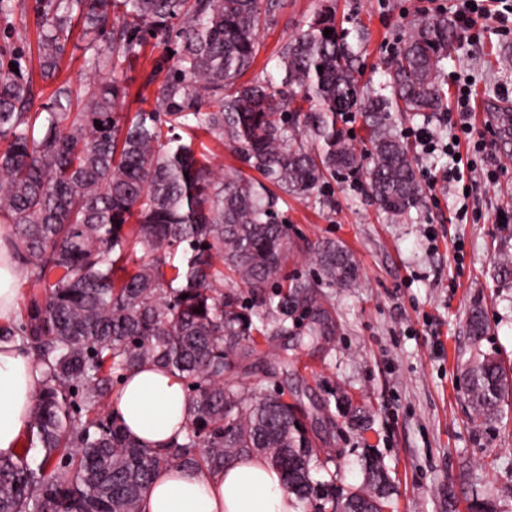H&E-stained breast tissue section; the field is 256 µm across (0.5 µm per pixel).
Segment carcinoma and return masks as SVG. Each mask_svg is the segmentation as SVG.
<instances>
[{
  "label": "carcinoma",
  "mask_w": 512,
  "mask_h": 512,
  "mask_svg": "<svg viewBox=\"0 0 512 512\" xmlns=\"http://www.w3.org/2000/svg\"><path fill=\"white\" fill-rule=\"evenodd\" d=\"M281 8V0H37L45 81L56 80L78 23L95 76L131 64L150 34L174 40L156 107L132 114L112 77L83 88L63 82L38 105L22 54L0 61V223L12 225L10 251L36 288L25 314L0 325V343L18 344L41 372L25 442L0 457V512H138L155 475L220 469L250 452L264 453L288 492L316 512H386L392 483L376 456L363 457L364 486L314 478L321 449L296 426L293 407L228 374L254 337L288 334L300 309L324 314L311 283L284 284L286 196L309 199L330 177L363 175L387 219L410 220L425 206L392 113L441 111L438 76L455 28L444 11L414 20L385 79L365 89L356 73L366 33L338 29L328 4L281 45L279 86L240 82L261 25ZM352 112L364 122L360 150L345 128ZM494 121L512 140V112ZM181 128L231 143L277 191L238 169H214L175 133ZM177 252L181 263L169 264ZM312 256L328 286H356L358 267L343 244L322 241ZM226 270L251 300L224 290ZM467 327L485 335L482 307L471 309ZM145 363L194 386L183 437L166 448L95 415L110 402L113 379ZM465 376L480 417L494 416L512 393L489 354L472 359Z\"/></svg>",
  "instance_id": "cac0c4a2"
}]
</instances>
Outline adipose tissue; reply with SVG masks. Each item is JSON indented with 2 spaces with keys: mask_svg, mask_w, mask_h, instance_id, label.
<instances>
[{
  "mask_svg": "<svg viewBox=\"0 0 512 512\" xmlns=\"http://www.w3.org/2000/svg\"><path fill=\"white\" fill-rule=\"evenodd\" d=\"M39 372L19 347L0 343V456L16 455L35 404ZM190 394L175 374L146 364L125 373L110 411L139 443L170 445L181 436ZM279 471L259 455L216 471L178 467L155 477L139 512H295Z\"/></svg>",
  "mask_w": 512,
  "mask_h": 512,
  "instance_id": "ef3b65f1",
  "label": "adipose tissue"
}]
</instances>
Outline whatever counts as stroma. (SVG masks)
<instances>
[{
  "mask_svg": "<svg viewBox=\"0 0 512 512\" xmlns=\"http://www.w3.org/2000/svg\"><path fill=\"white\" fill-rule=\"evenodd\" d=\"M321 0H285L261 28L258 54L246 79L276 75L285 37L310 21ZM428 0H336L338 27L367 31L358 78L375 84L383 62ZM36 0L0 20V47L23 48L37 60ZM166 44L147 40L139 58L118 71L126 111L155 102L150 78ZM440 81L448 91L470 85L484 106L470 121L485 132L501 167L481 169L448 185L439 182L414 223L380 214L365 179L336 180L319 198H289L282 212L292 245L285 272L315 284L335 314V334L309 341L291 334L260 341L242 362L239 379L294 403L326 464L318 479L360 486L364 453L381 458L393 481V512H467L464 495L478 492L498 512H512V397L501 413L476 416L462 383L474 353L497 355L512 373V279L496 262L512 253V236L498 222L512 216V143L502 144L491 117L512 112V20H479L453 44ZM343 243L359 267L354 288L322 284L309 246ZM482 306L488 331L473 340L467 319Z\"/></svg>",
  "mask_w": 512,
  "mask_h": 512,
  "instance_id": "35a3bbf8",
  "label": "stroma"
}]
</instances>
